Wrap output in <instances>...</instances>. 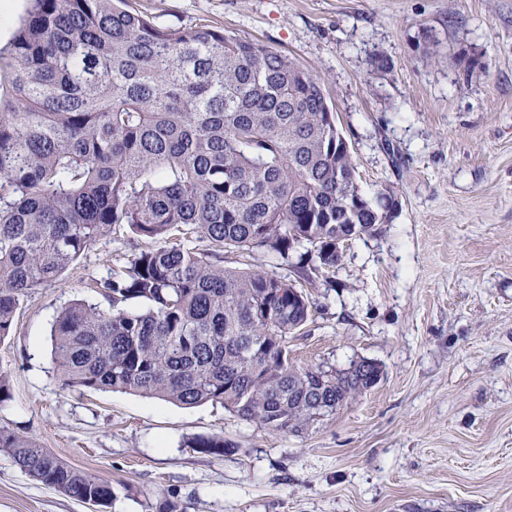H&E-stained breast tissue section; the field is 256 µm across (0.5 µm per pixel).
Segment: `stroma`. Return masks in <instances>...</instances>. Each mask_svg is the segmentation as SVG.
I'll return each mask as SVG.
<instances>
[{
  "label": "stroma",
  "instance_id": "stroma-1",
  "mask_svg": "<svg viewBox=\"0 0 512 512\" xmlns=\"http://www.w3.org/2000/svg\"><path fill=\"white\" fill-rule=\"evenodd\" d=\"M181 31L206 25L317 74L362 194L399 202L377 235L304 281L263 251L252 270L314 305L295 365L367 359L379 383L304 434L218 403L63 388L51 327L146 248L120 225L22 301L0 341V427L112 484L100 512H512V0H127ZM388 72H377L375 58ZM221 436L230 448L191 443ZM0 512H91L0 452Z\"/></svg>",
  "mask_w": 512,
  "mask_h": 512
}]
</instances>
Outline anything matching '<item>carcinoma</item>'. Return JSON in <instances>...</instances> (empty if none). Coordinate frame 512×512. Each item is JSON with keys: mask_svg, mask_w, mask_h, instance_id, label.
<instances>
[{"mask_svg": "<svg viewBox=\"0 0 512 512\" xmlns=\"http://www.w3.org/2000/svg\"><path fill=\"white\" fill-rule=\"evenodd\" d=\"M0 53V340L21 301L127 224L155 247L96 280L51 343L62 385L180 405L220 402L300 434L373 387L377 363L298 367L288 337L313 313L295 284L226 268V252L290 261L305 243L334 268L383 208L356 183L320 79L206 26L173 31L123 0H29ZM136 300L144 311L132 313ZM192 447L221 455L220 436ZM0 452L43 484L105 506L112 484L0 429Z\"/></svg>", "mask_w": 512, "mask_h": 512, "instance_id": "carcinoma-1", "label": "carcinoma"}]
</instances>
